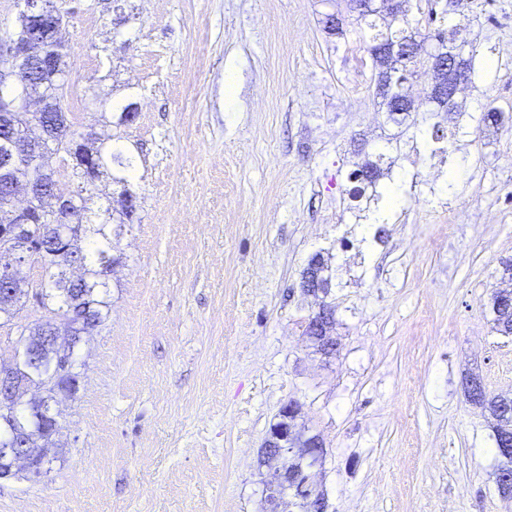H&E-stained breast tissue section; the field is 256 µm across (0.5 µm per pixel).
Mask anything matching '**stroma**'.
<instances>
[{"mask_svg":"<svg viewBox=\"0 0 512 512\" xmlns=\"http://www.w3.org/2000/svg\"><path fill=\"white\" fill-rule=\"evenodd\" d=\"M481 2L461 35L501 67L424 157L436 118L388 119L347 0H69L68 111L135 159L97 204L137 210L112 312L75 351L63 444L46 477L0 484V512H263L260 451L291 400L323 440L328 512H512L464 391L473 374L512 395L489 308L512 260V0ZM368 159L388 174L352 198ZM388 187L401 201L373 221ZM323 304L328 357L306 334Z\"/></svg>","mask_w":512,"mask_h":512,"instance_id":"1","label":"stroma"}]
</instances>
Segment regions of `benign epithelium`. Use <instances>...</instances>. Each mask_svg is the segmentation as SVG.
<instances>
[{"label": "benign epithelium", "instance_id": "1", "mask_svg": "<svg viewBox=\"0 0 512 512\" xmlns=\"http://www.w3.org/2000/svg\"><path fill=\"white\" fill-rule=\"evenodd\" d=\"M404 6L402 0H380L375 6L374 0H359L354 7L362 12H385L397 15ZM20 24L22 34L0 42V89L13 90L23 84L28 85L24 97L14 100H0V127L9 132L3 139L5 149L0 151V184L13 189L8 195L10 211L7 223L13 225L7 236L4 252L9 261L0 264V281L17 285L25 281L21 274L24 256L30 251L31 241L27 224L31 215H41L42 223L55 224L64 216L75 213L72 196L56 190L51 180H38L20 176L25 161L38 153L41 139L15 132L19 120L30 112H58L60 108L51 104L44 95L40 82L26 78L29 68L37 65L43 70L58 73L64 60L68 58V40L66 27L59 13L50 7L46 0H21ZM415 47L405 43H390L378 53L377 63L386 71L391 70L395 61L408 56ZM462 52L438 55L434 59L432 82L429 95L454 99L464 76L460 75ZM331 316L326 315L314 322L309 329L312 338L330 341L328 332ZM52 343L57 363L53 377H44L41 383L34 384L21 368L10 362L0 365V414L12 417L15 405L24 398L27 413L34 421L43 414H60L62 399L67 393L49 391L51 384L69 371L68 355L83 341V337L66 333L58 328L48 337ZM299 406L290 402L281 410V420L269 431L264 443L263 465L275 469L277 481L266 485V512H286L282 509L288 495L302 501L303 512H327L324 498L309 491L313 486L310 470L318 464L319 458L312 456L308 439L318 445L323 442L318 435L308 436L297 429L296 419ZM55 444L53 438H34L19 447L14 440H0V481L10 480L25 472L34 479L44 474L46 448ZM304 478V492L295 491L296 476Z\"/></svg>", "mask_w": 512, "mask_h": 512}]
</instances>
